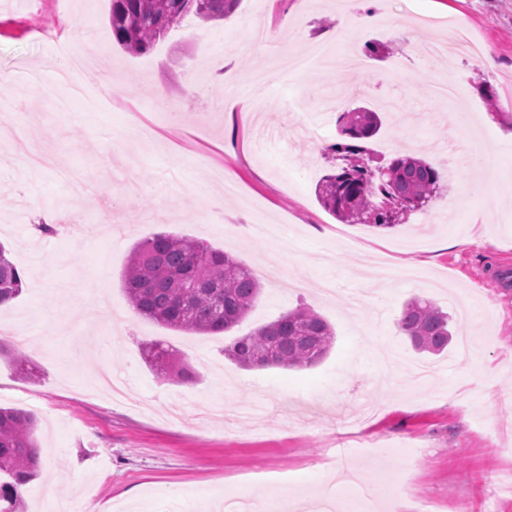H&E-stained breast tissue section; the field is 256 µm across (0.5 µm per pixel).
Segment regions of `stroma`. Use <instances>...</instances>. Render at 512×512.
<instances>
[{"label": "stroma", "mask_w": 512, "mask_h": 512, "mask_svg": "<svg viewBox=\"0 0 512 512\" xmlns=\"http://www.w3.org/2000/svg\"><path fill=\"white\" fill-rule=\"evenodd\" d=\"M110 6L68 0L60 14L54 0H0V72L16 80L4 94L14 114L0 124V242L26 281L0 307V323L37 339L29 347L0 340V405L39 419L43 464L26 486L28 512H54L59 499L83 512H225L237 496L268 498L257 473L287 480L298 499L324 490L346 465L363 486L397 489L379 512H481L489 498L497 512H512V479L499 472L501 449L512 448V288L497 280L500 263L512 262V0H239L223 21L186 18L144 55L113 40ZM348 8L378 20L349 32L356 52L371 40L392 52L350 72L359 88L351 107L406 100L386 112L372 148L387 159L415 151L434 164L453 159L426 210L391 228L341 223L317 200L318 181L335 166L327 148L340 140L339 74L319 67L283 84L264 47L236 49L253 22L287 12L298 33L281 40L307 54L335 42L333 18ZM459 21L494 67L427 62L430 44ZM98 37L115 74L107 98L92 87L85 109L61 112L28 94L24 78L49 70L55 39ZM214 55L229 58L240 82L268 73L263 128L236 122L238 103L216 77L188 91L186 79ZM396 56L406 59L404 73L391 67ZM450 77L460 102L433 99V85ZM153 82L180 100L181 120L171 127L159 118L144 138L122 105L150 106ZM13 127L57 167L18 165L6 134ZM199 182L223 196L222 212L204 217L202 201L184 194ZM52 214L54 234H41ZM259 216L283 236L255 235ZM160 232L204 241L253 270L276 262L303 285L282 295L263 283L227 333L164 328L134 314L122 288L135 243ZM469 236L473 244L459 247ZM82 280L94 292L71 303L60 287ZM413 297L451 315L442 354L415 352L399 331ZM49 304L47 325L40 313ZM300 307L336 331L321 364L248 370L225 357L235 337ZM155 344L197 380L159 374ZM104 373L124 377V400L94 395ZM349 431L378 454L339 453L334 439Z\"/></svg>", "instance_id": "obj_1"}]
</instances>
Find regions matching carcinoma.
I'll return each instance as SVG.
<instances>
[{"instance_id":"obj_1","label":"carcinoma","mask_w":512,"mask_h":512,"mask_svg":"<svg viewBox=\"0 0 512 512\" xmlns=\"http://www.w3.org/2000/svg\"><path fill=\"white\" fill-rule=\"evenodd\" d=\"M238 0H111L112 37L128 51L142 55L165 36L164 22L188 15L202 22L222 20ZM346 141L329 150L346 162L347 172L323 176L317 196L323 208L345 223L355 214L371 215L369 223L391 227L384 206L400 214L423 211L440 189L442 174L430 162L396 155L370 170L368 143L379 133L378 112L358 108L338 117ZM25 284L23 273L0 244V306L16 299ZM134 312L176 331L225 333L241 323L258 300L262 286L247 266L203 242L156 233L138 242L122 277ZM452 317L429 299L414 297L403 307L397 326L419 352L440 354L451 340ZM335 333L311 309L288 312L236 338L224 355L244 368L280 366L304 369L317 365L332 348ZM34 413L0 408V512H21L19 486L28 484L40 465Z\"/></svg>"}]
</instances>
